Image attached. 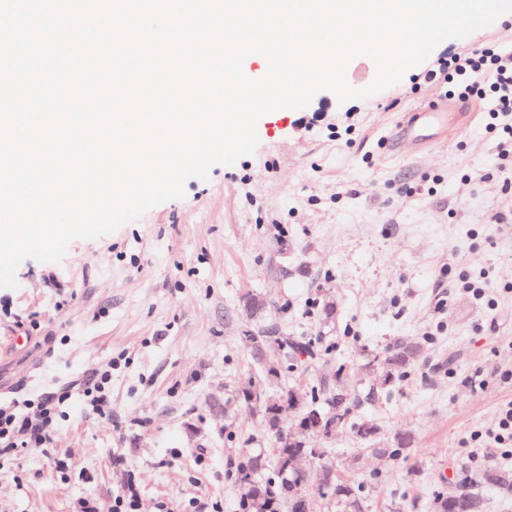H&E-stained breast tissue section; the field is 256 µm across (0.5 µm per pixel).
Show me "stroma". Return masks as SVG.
Here are the masks:
<instances>
[{"mask_svg": "<svg viewBox=\"0 0 512 512\" xmlns=\"http://www.w3.org/2000/svg\"><path fill=\"white\" fill-rule=\"evenodd\" d=\"M477 46L512 52V13L443 41L369 98L322 91L265 114L254 154L188 180L183 199L72 241L61 262L24 260L16 287L0 288V402L74 390L108 365L112 413L89 415L74 390L53 454L0 464V512H79L87 501L113 512L130 481L140 512H239V466L273 454L239 397L258 373L253 329L329 349L356 395L391 342H422L409 377L359 412L378 429L373 445L412 436L403 457H373L349 431L309 440L361 486L367 512L404 494L431 512L457 471L512 470V447L485 445L512 401V168L476 98L423 152L395 158L385 143L413 108L444 98L446 85L426 78L438 59ZM462 271L487 278L494 306L455 288ZM328 290L336 320L325 326ZM248 296L265 300L261 313L246 316Z\"/></svg>", "mask_w": 512, "mask_h": 512, "instance_id": "35a3bbf8", "label": "stroma"}]
</instances>
